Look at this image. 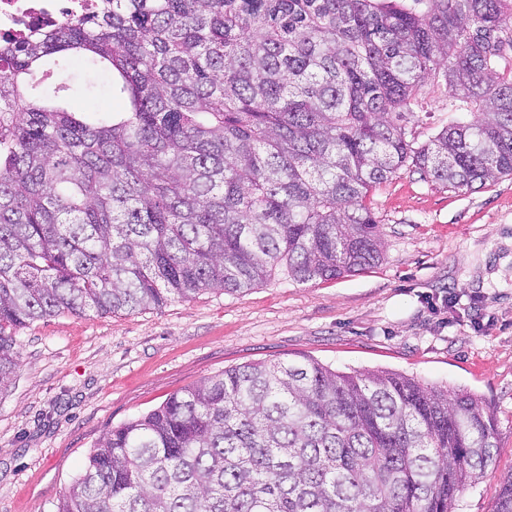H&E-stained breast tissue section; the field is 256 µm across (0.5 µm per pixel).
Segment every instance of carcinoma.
Masks as SVG:
<instances>
[{"instance_id": "obj_1", "label": "carcinoma", "mask_w": 512, "mask_h": 512, "mask_svg": "<svg viewBox=\"0 0 512 512\" xmlns=\"http://www.w3.org/2000/svg\"><path fill=\"white\" fill-rule=\"evenodd\" d=\"M72 55L121 110L63 106L44 65ZM402 170L512 175V0H94L0 41V392L38 320L375 265L367 200ZM496 431L483 398L397 373L230 367L104 434L56 512H457ZM448 122V112H442L438 101L431 102L426 112L419 114V130L425 135L434 132Z\"/></svg>"}]
</instances>
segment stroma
Instances as JSON below:
<instances>
[{
    "mask_svg": "<svg viewBox=\"0 0 512 512\" xmlns=\"http://www.w3.org/2000/svg\"><path fill=\"white\" fill-rule=\"evenodd\" d=\"M68 75L93 84L69 97L70 111L118 108L106 74L75 59ZM370 205L384 241L366 271L299 284L277 270L244 293L21 330L16 376L0 392V512H54L99 438L173 393L228 367L302 357L490 402L499 452L459 512H495L512 473V176L452 191L403 171Z\"/></svg>",
    "mask_w": 512,
    "mask_h": 512,
    "instance_id": "obj_1",
    "label": "stroma"
}]
</instances>
